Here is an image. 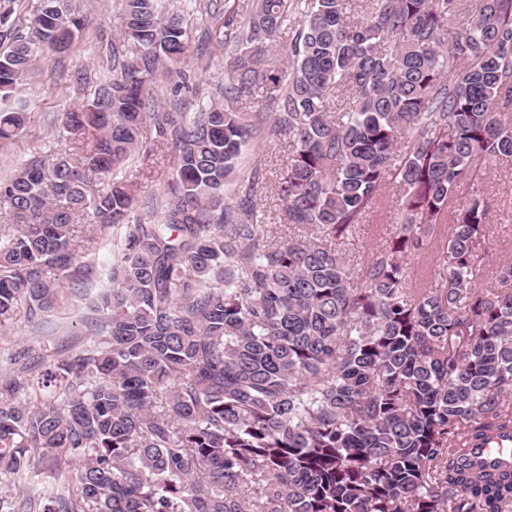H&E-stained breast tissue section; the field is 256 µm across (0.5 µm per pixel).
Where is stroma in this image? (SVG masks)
<instances>
[{
    "instance_id": "1",
    "label": "stroma",
    "mask_w": 512,
    "mask_h": 512,
    "mask_svg": "<svg viewBox=\"0 0 512 512\" xmlns=\"http://www.w3.org/2000/svg\"><path fill=\"white\" fill-rule=\"evenodd\" d=\"M121 4L122 0H69L72 13L83 19L84 26L67 51L36 58L24 84L12 97V105L24 107L30 121L20 138L0 147V180L9 177L22 159L49 151L62 113L86 100L96 83L111 75L112 43L118 38ZM184 23L193 45L202 46V59H209L210 66L205 69L202 60L191 61L187 67L189 78L182 87L156 85L155 96L165 106L176 99L186 104L194 102L197 95L211 91L224 79L223 29L207 27L196 12L185 13ZM77 71L86 75L85 83L76 82L73 74ZM288 154L284 146L257 141L244 148L239 158L242 175L256 170L261 173L256 203L265 215L264 228L268 231H277L280 224L282 203L275 184ZM483 190L491 205L492 228L479 259L486 275L491 276L500 262L512 257V164L504 162L488 168ZM395 226L396 208L391 202H383L345 245L346 254L360 261L385 245ZM117 238V232L110 229L99 233L76 267L67 271V278L82 279L80 294L64 291L61 302L43 313L41 319L28 320L21 311L0 321V374L11 372V358L18 351L31 350L49 368L56 359L92 343L85 322L92 315L97 293L108 284L107 271Z\"/></svg>"
}]
</instances>
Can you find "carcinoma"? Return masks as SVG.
Returning a JSON list of instances; mask_svg holds the SVG:
<instances>
[{
	"mask_svg": "<svg viewBox=\"0 0 512 512\" xmlns=\"http://www.w3.org/2000/svg\"><path fill=\"white\" fill-rule=\"evenodd\" d=\"M203 9L224 18L227 63L192 111H162L151 88L183 75L181 13L123 0L119 72L63 113L52 157L0 181V320L51 308L53 271L121 227L97 344L56 372L22 351L0 375V474L27 483L43 449L77 476L0 496V512H512V468L481 453L512 434V261L485 288L478 260L479 183L512 162V0ZM10 16L0 8L3 99L82 28L68 0H36L26 32ZM285 29L276 65L268 42ZM26 121L0 111V140ZM258 139L290 149L284 240L262 227L259 172H237ZM164 141L172 176L138 205L117 173ZM390 186L396 230L354 268L340 246ZM30 388L33 408L18 401Z\"/></svg>",
	"mask_w": 512,
	"mask_h": 512,
	"instance_id": "obj_1",
	"label": "carcinoma"
}]
</instances>
